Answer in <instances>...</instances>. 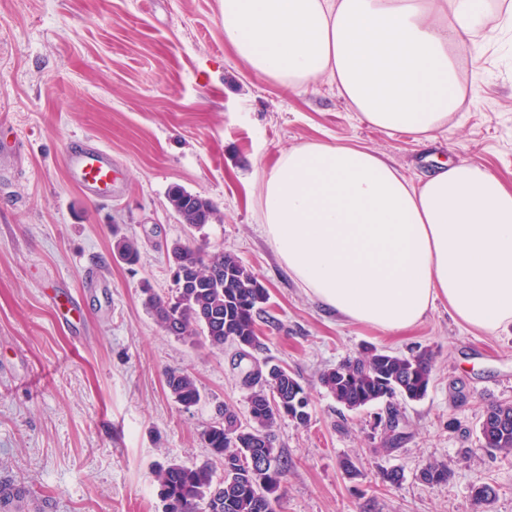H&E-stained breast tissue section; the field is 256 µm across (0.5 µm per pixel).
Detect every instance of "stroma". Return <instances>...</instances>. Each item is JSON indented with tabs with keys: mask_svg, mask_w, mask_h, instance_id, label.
<instances>
[{
	"mask_svg": "<svg viewBox=\"0 0 512 512\" xmlns=\"http://www.w3.org/2000/svg\"><path fill=\"white\" fill-rule=\"evenodd\" d=\"M506 7L488 0L489 40L460 48L465 93L426 146L362 121L331 80L300 95L252 76L224 42L221 0H0V136L19 142L0 161V481L28 491L21 512H164L155 470L210 460L201 432L218 406L247 412L236 347L170 336L142 303L143 284L171 287L167 249L187 237L167 202L176 186L215 205L207 243L269 292L281 326L263 328L256 358L311 395L308 426L273 428L288 459L276 512H512V455L478 442L486 406L512 403V330L467 329L443 303L398 334L347 321L292 278L258 211L263 172L310 141L366 146L414 180L450 159L512 184ZM81 137L120 164L111 202L90 203L66 177L63 154ZM122 237L138 243L135 265L112 258ZM71 298L67 328L57 313ZM370 344L429 350L425 398L337 404L321 373ZM172 369L195 377L199 405L175 402ZM435 460L451 463L449 482L421 480ZM390 469L398 483L382 482ZM483 482L497 496L481 508L471 490Z\"/></svg>",
	"mask_w": 512,
	"mask_h": 512,
	"instance_id": "obj_1",
	"label": "stroma"
}]
</instances>
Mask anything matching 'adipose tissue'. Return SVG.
Here are the masks:
<instances>
[{
	"label": "adipose tissue",
	"instance_id": "adipose-tissue-1",
	"mask_svg": "<svg viewBox=\"0 0 512 512\" xmlns=\"http://www.w3.org/2000/svg\"><path fill=\"white\" fill-rule=\"evenodd\" d=\"M224 40L294 92L335 80L360 119L434 141L457 112V49L484 37L486 0H222ZM264 232L305 293L398 333L437 303L489 335L512 329V186L477 164L410 181L362 146L283 150L259 191Z\"/></svg>",
	"mask_w": 512,
	"mask_h": 512
}]
</instances>
